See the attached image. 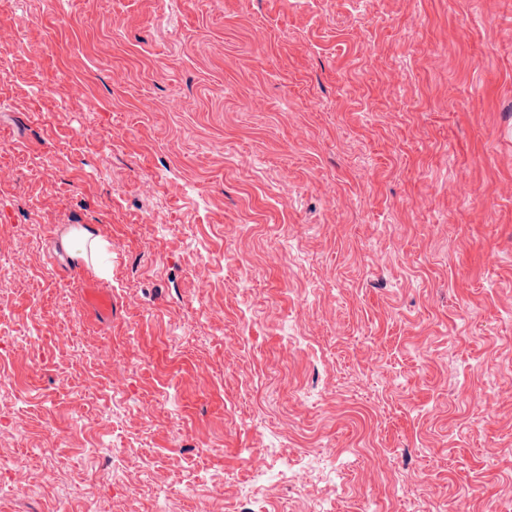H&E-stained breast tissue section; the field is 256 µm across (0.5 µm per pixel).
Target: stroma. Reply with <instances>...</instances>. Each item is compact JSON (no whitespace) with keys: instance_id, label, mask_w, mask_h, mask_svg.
Masks as SVG:
<instances>
[{"instance_id":"1","label":"stroma","mask_w":512,"mask_h":512,"mask_svg":"<svg viewBox=\"0 0 512 512\" xmlns=\"http://www.w3.org/2000/svg\"><path fill=\"white\" fill-rule=\"evenodd\" d=\"M0 54V512L512 505V0H0Z\"/></svg>"}]
</instances>
